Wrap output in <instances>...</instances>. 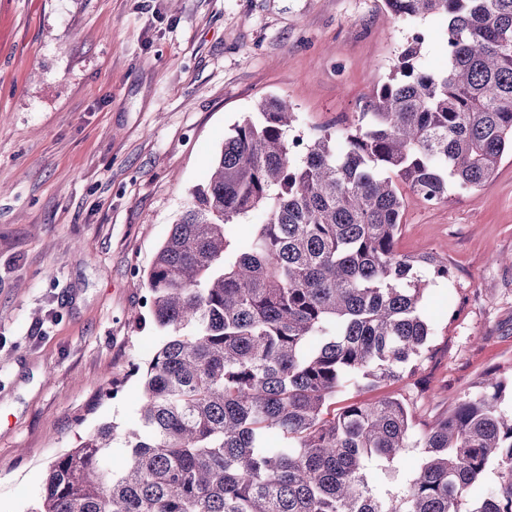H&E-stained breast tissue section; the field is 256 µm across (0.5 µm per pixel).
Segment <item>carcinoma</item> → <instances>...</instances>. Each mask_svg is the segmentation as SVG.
<instances>
[{"label": "carcinoma", "mask_w": 512, "mask_h": 512, "mask_svg": "<svg viewBox=\"0 0 512 512\" xmlns=\"http://www.w3.org/2000/svg\"><path fill=\"white\" fill-rule=\"evenodd\" d=\"M386 5L400 21L448 15V68L416 69L413 38L357 123L302 151L285 101L234 125L147 273L169 337L148 363L128 467L106 466L116 427L103 424L51 462L33 512H512L503 374L423 429L399 395L336 407L345 385L412 378L433 354L419 268L452 271L398 251V184L438 204L512 152V0ZM411 448L421 462L404 479Z\"/></svg>", "instance_id": "1"}]
</instances>
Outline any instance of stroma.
I'll return each mask as SVG.
<instances>
[{
    "instance_id": "stroma-1",
    "label": "stroma",
    "mask_w": 512,
    "mask_h": 512,
    "mask_svg": "<svg viewBox=\"0 0 512 512\" xmlns=\"http://www.w3.org/2000/svg\"><path fill=\"white\" fill-rule=\"evenodd\" d=\"M447 27L393 21L385 0H0V512H29L100 424L125 466L131 369L167 338L147 273L234 124L276 97L295 134L341 131L414 32L417 68L446 69ZM397 247L454 270L423 301L425 391L394 387L428 421L512 371V155L479 190L409 201Z\"/></svg>"
}]
</instances>
